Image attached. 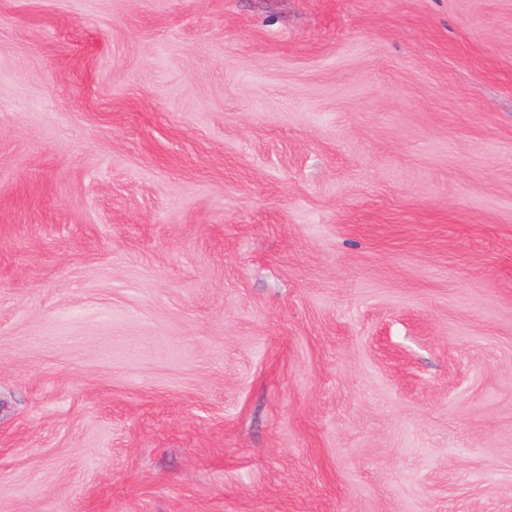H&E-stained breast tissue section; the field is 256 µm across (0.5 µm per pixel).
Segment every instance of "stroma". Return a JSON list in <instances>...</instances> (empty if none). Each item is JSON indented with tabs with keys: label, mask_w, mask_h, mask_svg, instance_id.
I'll use <instances>...</instances> for the list:
<instances>
[{
	"label": "stroma",
	"mask_w": 512,
	"mask_h": 512,
	"mask_svg": "<svg viewBox=\"0 0 512 512\" xmlns=\"http://www.w3.org/2000/svg\"><path fill=\"white\" fill-rule=\"evenodd\" d=\"M0 512H512V0H0Z\"/></svg>",
	"instance_id": "35a3bbf8"
}]
</instances>
